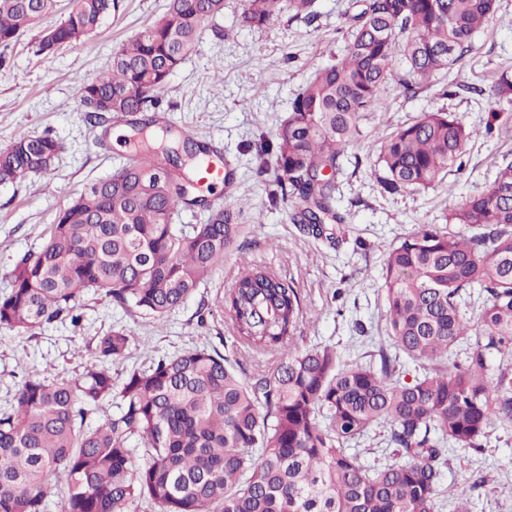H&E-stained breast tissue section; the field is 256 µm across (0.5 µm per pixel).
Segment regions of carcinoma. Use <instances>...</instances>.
I'll return each mask as SVG.
<instances>
[{
  "label": "carcinoma",
  "instance_id": "obj_1",
  "mask_svg": "<svg viewBox=\"0 0 512 512\" xmlns=\"http://www.w3.org/2000/svg\"><path fill=\"white\" fill-rule=\"evenodd\" d=\"M315 0H244L243 28H263L283 11L316 15ZM57 0H0V67L19 37L55 14ZM119 0H70L41 32L37 53L53 55L95 32ZM344 55L311 73L294 94L273 141L260 148L279 172L273 204L321 236L344 221L333 177L360 121L390 81L408 92L459 64L497 0H354ZM224 0H169L165 12L112 52L79 88L90 112L155 126L139 115L159 107L170 77L193 53ZM512 95V70L491 87L490 104ZM88 183L55 216L37 253L23 255L0 295V327L29 331L61 315L77 322L89 290L161 321L224 264L242 207L208 208L202 224H176L189 181L170 151L180 138ZM477 132L452 112H423L380 143L381 183L390 194L438 186L462 168ZM61 152L49 134H20L0 150V184L42 176ZM330 174H324V170ZM457 230L421 224L386 255L381 288L388 344L380 365L341 363L329 347L293 345L303 317L295 288L240 260L224 306L240 343L276 352L272 372L249 383L216 349L162 357L112 377L135 332L98 337L94 359L75 377H29L0 412V512H48L52 483L67 476L64 512H437L445 452L480 450L495 425L512 427V376L490 375V357L512 354V161L492 183L445 215ZM486 294L476 320L462 302ZM469 346L464 359L458 350ZM421 372L406 379L402 361ZM119 412L96 426L104 402ZM388 428L394 462L364 466L346 444ZM463 482L455 512H470Z\"/></svg>",
  "mask_w": 512,
  "mask_h": 512
}]
</instances>
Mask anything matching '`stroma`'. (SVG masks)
Instances as JSON below:
<instances>
[{
    "label": "stroma",
    "mask_w": 512,
    "mask_h": 512,
    "mask_svg": "<svg viewBox=\"0 0 512 512\" xmlns=\"http://www.w3.org/2000/svg\"><path fill=\"white\" fill-rule=\"evenodd\" d=\"M350 3L316 0L312 22L285 13L250 30L234 25L243 0H226L223 17L205 25L195 51L171 77L158 115L174 131L220 146L234 169L232 188L195 187L208 204L243 200L246 212L233 253L162 321L90 291L80 299L78 322L61 318L30 332L0 328V410L9 409L25 376L53 380L82 372L98 337L121 326L135 329L137 336L127 358L113 364L116 374L195 346L216 348L247 380L272 371L278 355L240 345L222 308L242 253L297 289L303 306L299 348L330 347L347 362L377 350L386 309L379 275L388 250L418 225L442 223L448 210L493 180L496 165L512 159V122L495 126L492 134L483 132L484 93L501 67H512V0H500L474 36L472 52L449 76H437L412 96L391 85L366 112L362 136L348 148L335 176L336 208L346 222L333 228L332 238L317 239L292 223L290 205L270 203L276 172L262 165L256 147L260 140H272L303 81L331 55L345 52ZM119 4L96 34L49 56L35 51L38 30L28 31L14 46L9 66L0 69V149L22 133L49 134L63 146L54 166L36 182L0 184V294L7 291L18 258L41 248L56 211L131 156L133 137L114 146L116 122L88 117L78 91L107 68L115 48L162 14L167 0ZM217 61L224 64L218 77L212 69ZM438 110L455 113L480 131L465 149L462 169L426 191L387 193L374 169L379 137ZM475 473L486 482L471 495L472 512H512V428L493 426L481 452L449 454L441 512H453L457 485Z\"/></svg>",
    "instance_id": "1"
}]
</instances>
